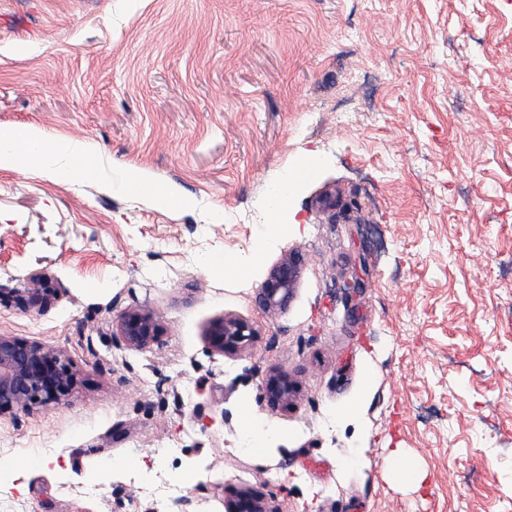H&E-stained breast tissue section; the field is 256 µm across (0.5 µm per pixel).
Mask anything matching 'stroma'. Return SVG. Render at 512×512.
<instances>
[{"instance_id": "35a3bbf8", "label": "stroma", "mask_w": 512, "mask_h": 512, "mask_svg": "<svg viewBox=\"0 0 512 512\" xmlns=\"http://www.w3.org/2000/svg\"><path fill=\"white\" fill-rule=\"evenodd\" d=\"M27 127L64 173L0 170V335L79 380L0 417V512H151L168 483L191 512L243 486L277 512L512 502V0H0V130ZM129 167L192 207L117 189ZM36 269L59 292L41 315L14 298ZM133 307L161 325L143 351L116 330ZM227 315L251 351H212ZM273 368L298 383L278 412ZM299 275V262L294 253H286L274 265L259 288L258 300L269 312L285 310Z\"/></svg>"}]
</instances>
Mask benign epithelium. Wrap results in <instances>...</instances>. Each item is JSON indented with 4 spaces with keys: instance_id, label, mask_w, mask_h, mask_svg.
Returning <instances> with one entry per match:
<instances>
[{
    "instance_id": "1",
    "label": "benign epithelium",
    "mask_w": 512,
    "mask_h": 512,
    "mask_svg": "<svg viewBox=\"0 0 512 512\" xmlns=\"http://www.w3.org/2000/svg\"><path fill=\"white\" fill-rule=\"evenodd\" d=\"M299 275L298 258L286 253L274 265L259 288L258 300L269 312L286 309ZM56 297L48 275L33 272L27 287L17 290L16 299L40 311L49 308ZM118 334L131 349L143 350L154 341L159 323L154 313L129 308L118 319ZM211 346L221 354L245 352L256 336L245 320L225 316L213 321L207 331ZM77 372L60 349L13 336H0V416L14 411L29 412L47 408L70 395ZM267 406L276 411L288 406L296 393V383L285 371L271 372L262 385ZM225 512H274L265 497L253 489H241L224 505Z\"/></svg>"
}]
</instances>
